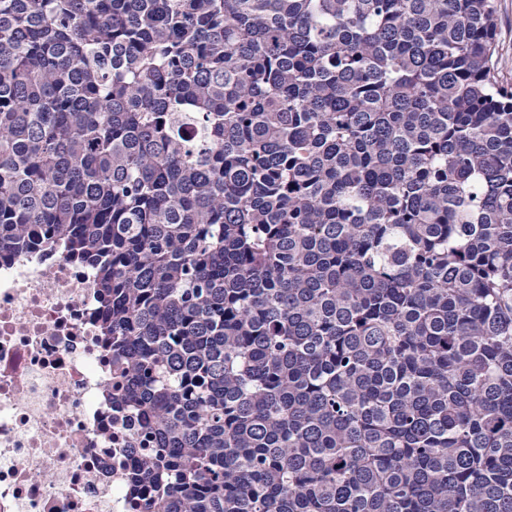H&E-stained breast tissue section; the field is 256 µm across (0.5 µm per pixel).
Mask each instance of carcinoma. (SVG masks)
I'll use <instances>...</instances> for the list:
<instances>
[{
  "label": "carcinoma",
  "instance_id": "cac0c4a2",
  "mask_svg": "<svg viewBox=\"0 0 512 512\" xmlns=\"http://www.w3.org/2000/svg\"><path fill=\"white\" fill-rule=\"evenodd\" d=\"M495 0H0V257L97 268L145 512H512Z\"/></svg>",
  "mask_w": 512,
  "mask_h": 512
}]
</instances>
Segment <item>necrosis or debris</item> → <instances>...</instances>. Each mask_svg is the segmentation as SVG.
Here are the masks:
<instances>
[{"mask_svg": "<svg viewBox=\"0 0 512 512\" xmlns=\"http://www.w3.org/2000/svg\"><path fill=\"white\" fill-rule=\"evenodd\" d=\"M100 326L91 268L0 260V512H140L126 472L152 419L113 407Z\"/></svg>", "mask_w": 512, "mask_h": 512, "instance_id": "necrosis-or-debris-1", "label": "necrosis or debris"}]
</instances>
